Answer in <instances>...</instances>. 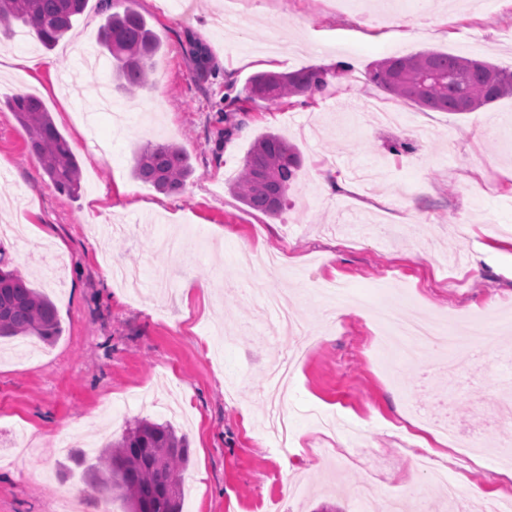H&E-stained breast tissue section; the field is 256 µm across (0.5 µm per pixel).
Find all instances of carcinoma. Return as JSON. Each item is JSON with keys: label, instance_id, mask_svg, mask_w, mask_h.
Listing matches in <instances>:
<instances>
[{"label": "carcinoma", "instance_id": "obj_1", "mask_svg": "<svg viewBox=\"0 0 512 512\" xmlns=\"http://www.w3.org/2000/svg\"><path fill=\"white\" fill-rule=\"evenodd\" d=\"M125 2L99 0L104 21L97 42L112 58L116 87L132 94L148 85L160 44L146 19L123 7ZM87 7L88 0H0V28L20 22L43 47L51 49ZM190 54L199 73H207L211 55L206 45L192 44ZM328 76L329 71L321 67L257 72L247 83L244 102L292 107L297 98L324 89ZM368 76L393 96L440 112H476L512 96V71L435 50L385 57L372 65ZM8 105L26 134L29 154L40 161L59 191L76 195L81 189V167L42 102L30 94H17L8 99ZM299 164L297 152L286 139L266 133L255 140L241 175L230 181L229 190L245 206L275 217ZM132 174L158 191L174 193L185 186L193 167L183 147L149 144L137 154ZM58 334L53 302L0 263V338L35 336L49 342ZM188 460L186 439L170 424L137 419L119 441L100 449L97 463L89 469L88 486L99 493L118 492L126 512H180L181 472Z\"/></svg>", "mask_w": 512, "mask_h": 512}]
</instances>
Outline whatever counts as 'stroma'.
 Segmentation results:
<instances>
[{"label": "stroma", "mask_w": 512, "mask_h": 512, "mask_svg": "<svg viewBox=\"0 0 512 512\" xmlns=\"http://www.w3.org/2000/svg\"><path fill=\"white\" fill-rule=\"evenodd\" d=\"M162 49L151 89L130 96L112 67L87 71L86 91L106 87L110 107L92 126L65 94L58 73L96 49L103 21L90 0L78 24L51 50L32 37L0 41V224H20L4 243L9 268L55 304L61 333L29 350V338L0 340V512H67L66 488L85 487L100 448L136 419L170 423L189 462L183 512H314L339 501L346 512H448L442 489L413 459L410 437L431 433L444 412L457 438L469 489L464 512H485L512 446L496 399L512 400V98L476 112H438L396 99L367 71L390 55L436 49L512 70V0L480 10L464 0H365L361 18L338 0H238L227 31L226 0H135ZM210 49L213 69L197 78L188 37ZM27 54L29 80L13 64ZM273 66L345 74L308 104L240 110L249 78ZM39 97L70 143L82 189L58 191L28 153L6 97ZM228 113L236 128L218 123ZM287 138L301 157L282 211L249 209L228 182L265 132ZM111 143L101 154L99 144ZM175 143L194 169L166 194L132 175L147 143ZM127 224L129 239L97 237ZM189 225L195 253L157 251L161 234ZM63 254L49 276L46 254ZM164 269L173 288L136 297L112 288L104 255ZM345 283L349 314L328 313L307 279ZM218 280L209 294L186 284ZM285 294L315 342L283 397L294 448L281 451L264 427L268 372L295 337L272 335L260 308ZM473 328L481 355L459 346L437 358L392 356L367 304ZM42 448L15 454L16 431ZM67 436L70 447L54 442Z\"/></svg>", "instance_id": "35a3bbf8"}]
</instances>
